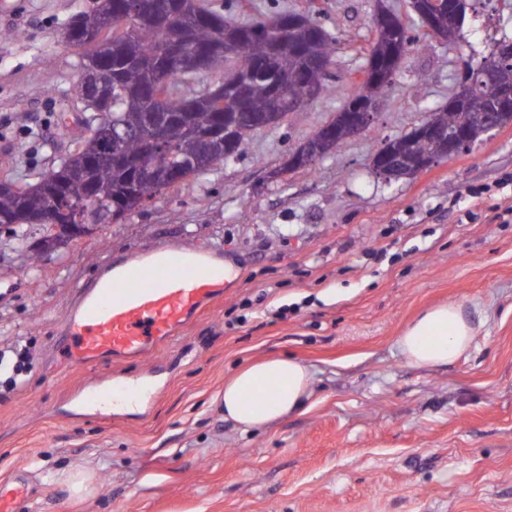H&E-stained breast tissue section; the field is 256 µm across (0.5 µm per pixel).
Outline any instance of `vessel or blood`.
I'll list each match as a JSON object with an SVG mask.
<instances>
[{"label": "vessel or blood", "mask_w": 512, "mask_h": 512, "mask_svg": "<svg viewBox=\"0 0 512 512\" xmlns=\"http://www.w3.org/2000/svg\"><path fill=\"white\" fill-rule=\"evenodd\" d=\"M217 258L197 247L171 250L127 270L104 267L59 323L58 348L68 365L138 357L172 339L223 298L228 282ZM31 495L28 482L14 477L0 485V512H23Z\"/></svg>", "instance_id": "obj_1"}]
</instances>
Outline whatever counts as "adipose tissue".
<instances>
[{
    "mask_svg": "<svg viewBox=\"0 0 512 512\" xmlns=\"http://www.w3.org/2000/svg\"><path fill=\"white\" fill-rule=\"evenodd\" d=\"M473 320L462 305L443 303L424 310L397 338L407 364L445 366L472 346ZM310 373L292 357L267 358L241 368L224 383L220 402L224 418L249 430L299 412L309 397Z\"/></svg>",
    "mask_w": 512,
    "mask_h": 512,
    "instance_id": "1",
    "label": "adipose tissue"
}]
</instances>
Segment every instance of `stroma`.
<instances>
[{
	"label": "stroma",
	"instance_id": "35a3bbf8",
	"mask_svg": "<svg viewBox=\"0 0 512 512\" xmlns=\"http://www.w3.org/2000/svg\"><path fill=\"white\" fill-rule=\"evenodd\" d=\"M208 3L244 18L318 10L339 39L327 88L64 256L32 267L0 238V483L31 476L28 512H512V124L409 179L371 170L385 140L447 104L463 60L512 41V0H473L456 43L420 40L374 123L317 173L284 178L290 150L360 82L376 0ZM95 4L23 0L0 14L16 34L0 47V173L32 183L67 152L77 128L59 117L82 107L80 55L60 32ZM175 246L223 251V299L147 358L64 365L51 343L79 288L108 263ZM448 302L478 322L472 347L445 367L409 366L398 336ZM288 355L311 373L304 409L249 432L225 421V380ZM142 380L135 410L77 402L92 385ZM77 468L95 476L81 496L65 481Z\"/></svg>",
	"mask_w": 512,
	"mask_h": 512
}]
</instances>
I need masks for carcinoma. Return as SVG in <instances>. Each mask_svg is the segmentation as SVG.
I'll use <instances>...</instances> for the list:
<instances>
[{
    "mask_svg": "<svg viewBox=\"0 0 512 512\" xmlns=\"http://www.w3.org/2000/svg\"><path fill=\"white\" fill-rule=\"evenodd\" d=\"M184 8H175L163 31L149 22L129 14L130 0H112V18L126 19L125 30L112 36V59L131 60L158 52L166 39L176 34L196 47L211 45L220 33L229 30L224 16L213 11L207 0H182ZM243 36L228 49V54L213 60L211 68L234 60V70L244 77L241 96L224 90V107L217 109L209 100L215 88L205 85L193 91L195 105L185 107L183 86L196 82L201 74L192 71V61L185 57L169 76L170 89L163 96L152 95L148 76L139 68L128 66L123 76L112 83V112L101 118L98 101L85 102V111L75 123L91 130L76 140L56 168L62 173L67 194L48 182L38 193L0 195V236L14 241L15 250L24 253L29 247L30 213L46 209L50 200L57 202L54 219L61 235H79L82 224H114L134 211L142 209L144 197H155L167 191L162 174L170 170L190 168L194 177L208 175L225 162L243 154L254 130L238 127L244 112H278L287 118L315 99L325 87L328 70L335 61L336 40L313 16L302 25H289L288 14L257 17L242 24ZM418 37L414 29L399 18L393 24L377 29L369 55L383 58L392 49L401 50L396 68L414 49ZM266 60L273 76L253 75L251 62ZM492 68L498 82L512 86V60H503L493 50L478 65L465 63V73L473 76L476 69ZM392 88L382 83L362 82L343 94L339 111L347 112L362 100L377 99ZM489 111L485 93L480 88L448 105L432 111L433 118L448 127H472L479 113ZM159 122V133L167 150L154 176L136 178L137 164L143 157L144 140L152 131L146 118ZM120 143L123 160L112 161L106 150ZM403 143L414 154H432L436 146L416 137L412 132L388 140L385 147ZM92 185L96 200L82 210L76 209L77 198L86 185Z\"/></svg>",
    "mask_w": 512,
    "mask_h": 512,
    "instance_id": "1",
    "label": "carcinoma"
}]
</instances>
